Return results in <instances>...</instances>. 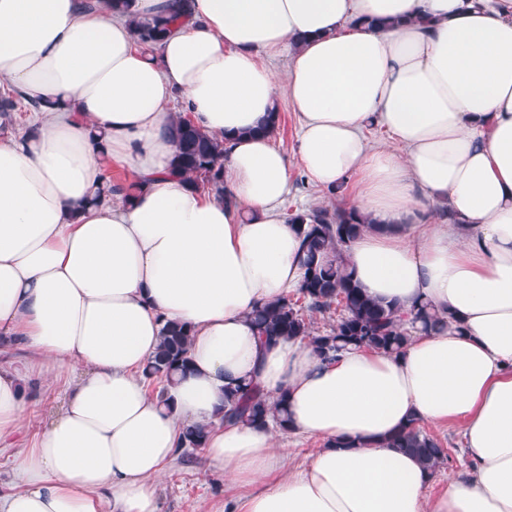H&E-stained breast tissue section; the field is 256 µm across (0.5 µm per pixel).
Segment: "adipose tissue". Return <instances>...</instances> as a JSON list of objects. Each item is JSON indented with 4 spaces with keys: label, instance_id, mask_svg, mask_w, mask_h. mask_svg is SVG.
<instances>
[{
    "label": "adipose tissue",
    "instance_id": "obj_1",
    "mask_svg": "<svg viewBox=\"0 0 512 512\" xmlns=\"http://www.w3.org/2000/svg\"><path fill=\"white\" fill-rule=\"evenodd\" d=\"M168 4L131 0L125 18L110 0H0V85L43 105L0 140V336L64 385L0 512H161L196 424L224 472L209 512H512V0H189L184 24L140 44L130 16ZM283 98L290 155L258 131ZM176 101L222 140L223 195L173 173ZM293 158L365 219L345 256L359 288L432 304L447 328L328 361L305 340L262 344L252 310L304 277L281 211ZM116 163L135 184L119 202ZM441 201L458 225L433 223ZM168 322L191 329L190 369L163 404L142 370ZM21 379L0 369L5 448L28 413ZM239 383L286 397L287 429L224 421ZM412 418L464 424L470 468L433 498L389 445ZM285 434L322 446L292 469Z\"/></svg>",
    "mask_w": 512,
    "mask_h": 512
}]
</instances>
